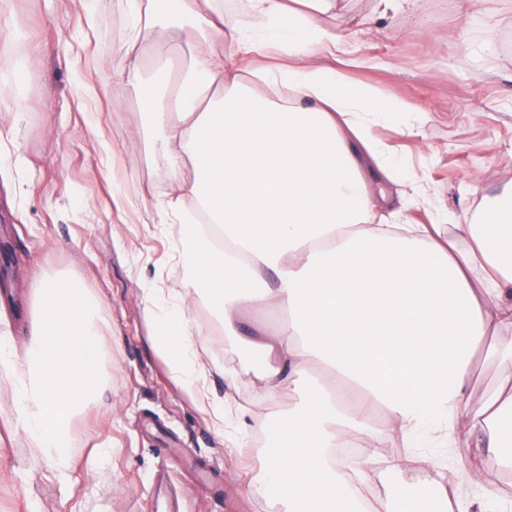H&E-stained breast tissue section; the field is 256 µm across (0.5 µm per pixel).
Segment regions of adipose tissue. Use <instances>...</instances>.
Instances as JSON below:
<instances>
[{
	"label": "adipose tissue",
	"mask_w": 512,
	"mask_h": 512,
	"mask_svg": "<svg viewBox=\"0 0 512 512\" xmlns=\"http://www.w3.org/2000/svg\"><path fill=\"white\" fill-rule=\"evenodd\" d=\"M128 2L134 30L163 17L188 21L201 39L172 100L143 80L138 64L126 72L158 131L152 150L167 162L163 210L183 229L171 256L185 274L181 291L153 287L141 298L172 379L209 405L223 432L224 406L208 401L200 360L209 339L188 317L200 298L233 337L247 309H287V321L261 330L251 352L269 393L285 389L283 369H325L321 389L271 426L277 445L249 494L284 512H367L349 475L368 476L372 461L357 459L348 473L334 451L359 437L381 406L403 436L427 433L473 449L464 477L481 491L477 512H505L484 460L512 471V372L466 424L453 418L486 337L501 361L512 362V182L466 213L462 247L439 243L424 224L386 223L370 182L414 174L375 130L394 113L418 120L423 112L403 102L389 107L339 70L311 65L347 40L309 22L337 0H300V12L282 0H247L248 23L233 26L217 0ZM271 39L282 56L256 65ZM246 73L284 85L287 101L254 97Z\"/></svg>",
	"instance_id": "adipose-tissue-1"
}]
</instances>
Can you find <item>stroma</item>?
<instances>
[{"mask_svg": "<svg viewBox=\"0 0 512 512\" xmlns=\"http://www.w3.org/2000/svg\"><path fill=\"white\" fill-rule=\"evenodd\" d=\"M88 24L81 0H0V17L29 35L28 46L0 41V102L25 85V118L10 132L25 156L26 195L0 181V330L24 356L44 278L78 282L99 301L105 389L70 425L74 465L66 481L15 422V385L0 376V512H156L155 478L168 477L183 512H282L248 495L271 436L256 427L287 416L322 380L320 366L294 377L291 396L270 397L248 353L218 336L221 324L205 302L193 320L212 330L203 360L210 400L230 409L231 440L215 433L210 415L172 382L156 351L143 288H181L170 260L178 228H164L167 163L152 154L150 124L130 126L140 108L120 79L134 56L127 0H93ZM314 25L351 34L344 60L315 58L392 102L423 107L429 118L414 136L395 137L401 156L428 189L427 202L392 209L412 223L437 211L477 210L484 195L512 182V0H339ZM110 151H102V143ZM506 369L488 352L474 360L464 404L472 409ZM410 462L381 483L389 512H398L396 484L411 488L421 512L449 473L463 472L468 451L407 439Z\"/></svg>", "mask_w": 512, "mask_h": 512, "instance_id": "obj_1", "label": "stroma"}]
</instances>
